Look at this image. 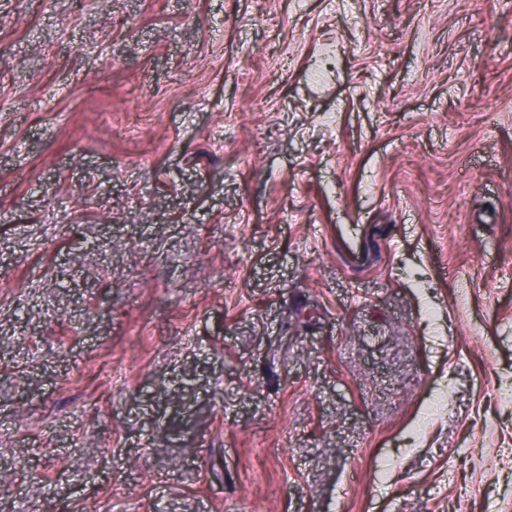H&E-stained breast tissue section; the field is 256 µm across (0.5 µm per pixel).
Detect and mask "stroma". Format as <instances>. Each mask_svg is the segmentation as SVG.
I'll return each instance as SVG.
<instances>
[{"label": "stroma", "mask_w": 512, "mask_h": 512, "mask_svg": "<svg viewBox=\"0 0 512 512\" xmlns=\"http://www.w3.org/2000/svg\"><path fill=\"white\" fill-rule=\"evenodd\" d=\"M0 512H512V0H0Z\"/></svg>", "instance_id": "1"}]
</instances>
